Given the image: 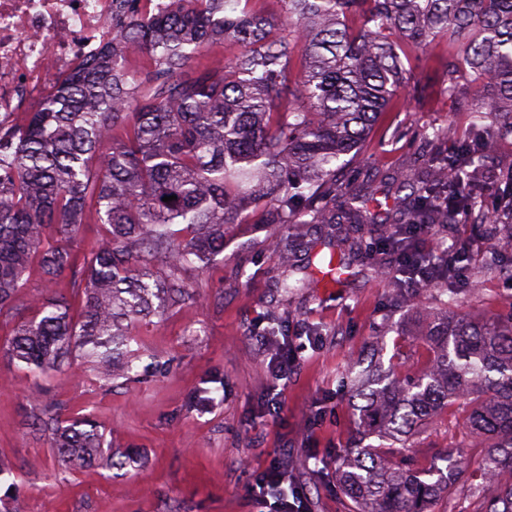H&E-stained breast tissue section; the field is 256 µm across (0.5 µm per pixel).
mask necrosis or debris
I'll return each mask as SVG.
<instances>
[{
    "instance_id": "4bbe7bcc",
    "label": "necrosis or debris",
    "mask_w": 512,
    "mask_h": 512,
    "mask_svg": "<svg viewBox=\"0 0 512 512\" xmlns=\"http://www.w3.org/2000/svg\"><path fill=\"white\" fill-rule=\"evenodd\" d=\"M112 31V0H0V117L18 121Z\"/></svg>"
}]
</instances>
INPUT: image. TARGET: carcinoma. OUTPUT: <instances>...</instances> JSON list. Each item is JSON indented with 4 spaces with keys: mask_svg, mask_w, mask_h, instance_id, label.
Here are the masks:
<instances>
[{
    "mask_svg": "<svg viewBox=\"0 0 512 512\" xmlns=\"http://www.w3.org/2000/svg\"><path fill=\"white\" fill-rule=\"evenodd\" d=\"M251 0H115L112 39L53 85L21 123L0 122V323H13L8 355L41 376L87 365L110 382L140 376L130 327L192 298L185 281L224 253V228L245 216L298 224L274 288L293 297L353 266L373 250L376 277H391L392 306L439 287L445 311L423 338L433 360L399 377L395 369L348 376L357 430L391 441L394 460L361 439L337 470L348 512H438L460 489L469 512H512V481L488 498L483 485L512 473V311L480 321L453 313L457 270L474 287L484 275L512 281V260L494 248L476 264L453 226L471 224L488 244L512 229V192L485 209L476 172L491 171V145L512 136V0H281L285 31ZM448 42L444 90L460 103L470 83L485 102L469 111L462 138L448 139L423 168L393 188L339 185L336 163L355 152L395 93L409 87L411 62L436 39ZM218 41L243 46L233 62H199ZM145 55L149 67L128 59ZM411 88V87H409ZM411 95L421 90L414 86ZM177 199L164 202L166 196ZM95 218L96 244L80 229ZM452 238L428 250L415 232ZM38 266L52 284L69 275V295L27 296ZM28 311L18 316V310ZM266 336L284 334L278 308ZM465 411L484 443L478 480L450 455L422 469L407 442L427 420ZM34 431L65 465L122 466L88 416L45 406Z\"/></svg>",
    "mask_w": 512,
    "mask_h": 512,
    "instance_id": "cac0c4a2",
    "label": "carcinoma"
}]
</instances>
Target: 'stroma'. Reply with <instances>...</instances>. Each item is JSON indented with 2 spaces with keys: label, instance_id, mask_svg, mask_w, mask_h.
I'll list each match as a JSON object with an SVG mask.
<instances>
[{
  "label": "stroma",
  "instance_id": "obj_1",
  "mask_svg": "<svg viewBox=\"0 0 512 512\" xmlns=\"http://www.w3.org/2000/svg\"><path fill=\"white\" fill-rule=\"evenodd\" d=\"M447 57L440 40L414 63L411 81L423 87V100L398 92L341 179L358 183L405 170L431 151L423 129L464 133L467 110L479 106L483 92L473 86L463 107L448 99L441 80ZM275 231L249 219L235 225L223 262L190 276L199 299L133 327L145 369L139 380L106 386L82 367L61 378L33 377L0 348V460L12 468L0 477V505L17 499L25 512H274L273 501L254 500L252 487L284 460L291 480L309 492L310 512H345L336 467L356 418L341 372L374 352L400 371L420 368L429 352L414 333L423 315L439 308V296L430 290L415 305L391 311L388 281L359 269L345 287L282 301L271 281L282 261L269 246ZM274 305L299 353L272 412L267 396L276 350L256 339ZM455 310L484 319L507 313L512 282L484 277L460 294ZM216 374L224 379L221 402L192 408L204 380ZM39 402L90 416L111 431L119 466L62 468L47 438L28 427ZM444 448L460 461L479 460L464 415L436 419L413 440L411 455L427 467Z\"/></svg>",
  "mask_w": 512,
  "mask_h": 512
}]
</instances>
